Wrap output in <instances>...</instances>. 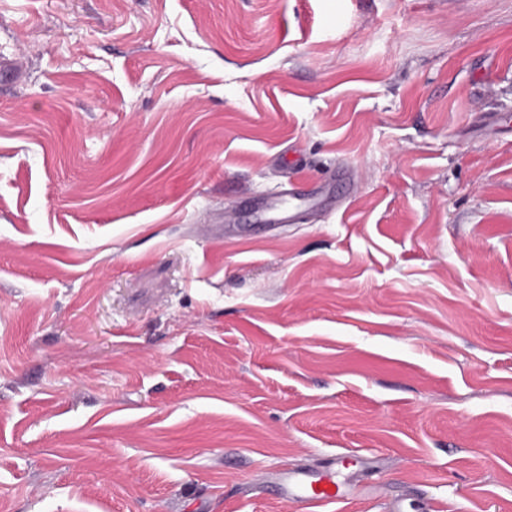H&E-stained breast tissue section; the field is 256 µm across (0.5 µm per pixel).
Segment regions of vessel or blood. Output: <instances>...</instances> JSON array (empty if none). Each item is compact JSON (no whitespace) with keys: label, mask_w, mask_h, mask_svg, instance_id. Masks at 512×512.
<instances>
[{"label":"vessel or blood","mask_w":512,"mask_h":512,"mask_svg":"<svg viewBox=\"0 0 512 512\" xmlns=\"http://www.w3.org/2000/svg\"><path fill=\"white\" fill-rule=\"evenodd\" d=\"M354 186L352 173L340 168L334 177L320 182L292 181L278 194L244 196L239 207L251 215V223L228 224L224 231L248 234L256 224L266 228L293 224L302 211L332 213L343 207ZM350 465L346 458L339 461L331 458L322 465L289 464L267 486L279 500L302 504L304 512H328L330 505L344 502L352 493L354 478L346 473Z\"/></svg>","instance_id":"1"}]
</instances>
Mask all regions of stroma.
<instances>
[{
    "mask_svg": "<svg viewBox=\"0 0 512 512\" xmlns=\"http://www.w3.org/2000/svg\"><path fill=\"white\" fill-rule=\"evenodd\" d=\"M338 452L330 512H512V0H0V512H302ZM355 188L353 174L344 168H338L336 176L320 182L289 181L288 188L282 193L254 196L246 195L239 202V209L247 211L253 224L239 222L225 224L224 234L236 231L250 234L254 225L270 228L279 224H295L298 213L329 214L340 210L346 203L350 190ZM336 455L323 465L293 463L282 467L274 479L265 481L281 501L301 503L303 512H328V506L344 502L353 490L356 472L343 474L336 468Z\"/></svg>",
    "mask_w": 512,
    "mask_h": 512,
    "instance_id": "35a3bbf8",
    "label": "stroma"
}]
</instances>
